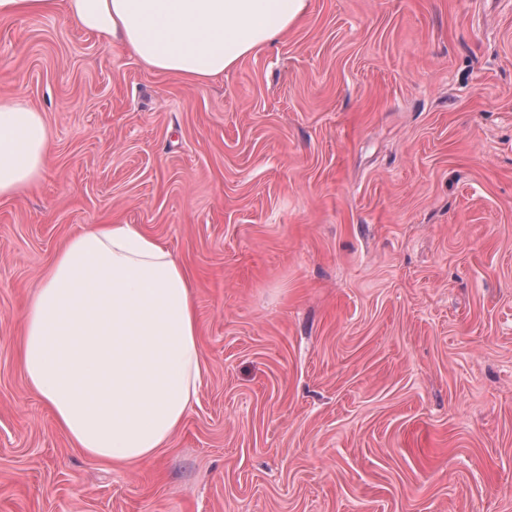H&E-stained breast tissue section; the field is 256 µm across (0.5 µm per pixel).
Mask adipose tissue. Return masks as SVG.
<instances>
[{
    "label": "adipose tissue",
    "mask_w": 512,
    "mask_h": 512,
    "mask_svg": "<svg viewBox=\"0 0 512 512\" xmlns=\"http://www.w3.org/2000/svg\"><path fill=\"white\" fill-rule=\"evenodd\" d=\"M308 0H0V17L63 12L151 69L203 83L299 24ZM52 132L19 96L0 97V197L44 177ZM29 389L84 454L153 460L181 427L203 377L185 266L134 224H92L43 273L23 315Z\"/></svg>",
    "instance_id": "ef3b65f1"
}]
</instances>
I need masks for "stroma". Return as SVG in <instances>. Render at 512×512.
I'll return each mask as SVG.
<instances>
[{
	"instance_id": "1",
	"label": "stroma",
	"mask_w": 512,
	"mask_h": 512,
	"mask_svg": "<svg viewBox=\"0 0 512 512\" xmlns=\"http://www.w3.org/2000/svg\"><path fill=\"white\" fill-rule=\"evenodd\" d=\"M2 95L53 142L0 198V512H512V0H309L203 85L0 18ZM91 224L195 288L198 401L133 468L72 448L18 363Z\"/></svg>"
}]
</instances>
